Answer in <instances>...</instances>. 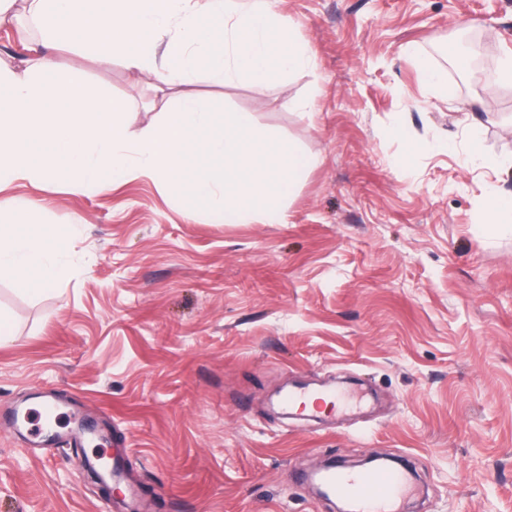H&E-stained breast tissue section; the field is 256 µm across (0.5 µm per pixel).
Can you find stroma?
<instances>
[{
  "mask_svg": "<svg viewBox=\"0 0 512 512\" xmlns=\"http://www.w3.org/2000/svg\"><path fill=\"white\" fill-rule=\"evenodd\" d=\"M311 67L259 89L198 79L183 92L253 113L320 162L283 224H216L138 174L92 193L15 182L29 221L69 231L55 289L0 279V512H331L308 475L327 459H401L409 512H512V235L484 226L512 169V84L452 64L464 45L499 65L512 0H273ZM28 20L0 59L33 56ZM71 37L63 70L156 123L150 72L102 64ZM438 70L429 83L418 58ZM479 129H472V117ZM419 151L405 158L408 141ZM345 383L355 408L295 416L279 391ZM61 406V443L14 410ZM112 436L125 478L105 501L83 457Z\"/></svg>",
  "mask_w": 512,
  "mask_h": 512,
  "instance_id": "1",
  "label": "stroma"
}]
</instances>
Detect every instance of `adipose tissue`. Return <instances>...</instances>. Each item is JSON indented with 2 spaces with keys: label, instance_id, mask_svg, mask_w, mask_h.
I'll return each mask as SVG.
<instances>
[{
  "label": "adipose tissue",
  "instance_id": "adipose-tissue-1",
  "mask_svg": "<svg viewBox=\"0 0 512 512\" xmlns=\"http://www.w3.org/2000/svg\"><path fill=\"white\" fill-rule=\"evenodd\" d=\"M41 30L23 70L0 64V188L21 179L82 191L136 173L159 179L191 214L227 224L286 221V202L320 157L261 126L249 112H220L205 98L169 96L161 119L130 131L129 106L89 91L57 53L71 30L97 61L150 72L157 91L197 78L261 88L311 58L269 0H24ZM68 239L0 207V278L43 293L64 276Z\"/></svg>",
  "mask_w": 512,
  "mask_h": 512
}]
</instances>
